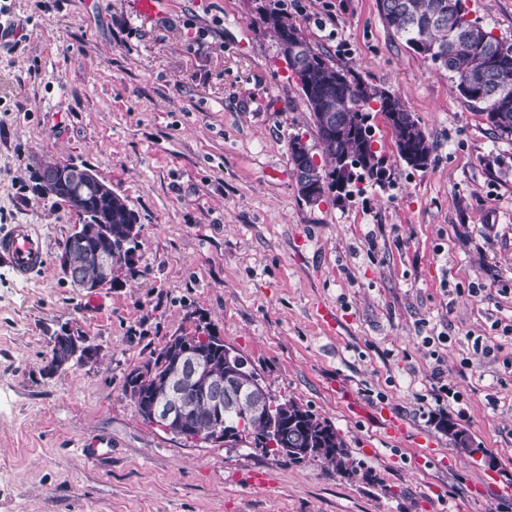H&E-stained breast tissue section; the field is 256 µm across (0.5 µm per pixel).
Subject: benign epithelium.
I'll return each instance as SVG.
<instances>
[{
  "label": "benign epithelium",
  "mask_w": 512,
  "mask_h": 512,
  "mask_svg": "<svg viewBox=\"0 0 512 512\" xmlns=\"http://www.w3.org/2000/svg\"><path fill=\"white\" fill-rule=\"evenodd\" d=\"M97 178L94 171L88 167L76 166L67 161H59L46 172V184L55 185L57 182L69 181L73 184L84 183ZM57 263L72 286L94 293L113 283L112 255H105L100 266V278L91 281L78 271L72 262L71 247L66 245L57 257ZM53 342L64 349V354L55 358H47L44 371L54 375L70 369L75 364H84L97 357L98 350L93 346L83 344V338L68 326L63 327L55 336ZM214 342L213 336L202 334L197 336H174L165 345V356L172 362L173 369L162 381H154V385L163 389L162 402L155 400V395L149 394L141 384H136L133 400L140 406L142 412L150 418L152 425L168 435L187 438L192 432L191 407L188 393L201 386L209 391L211 405L218 414H223L224 405H234L247 401L251 409L261 412L265 405V389L258 382L253 370L247 362L239 357L237 351L224 345V362L231 367L240 380L235 390L224 391V378L205 365L207 350Z\"/></svg>",
  "instance_id": "benign-epithelium-1"
}]
</instances>
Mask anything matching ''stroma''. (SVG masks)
<instances>
[{
    "mask_svg": "<svg viewBox=\"0 0 512 512\" xmlns=\"http://www.w3.org/2000/svg\"><path fill=\"white\" fill-rule=\"evenodd\" d=\"M4 2L0 26H23L24 42L0 49V233L40 225L46 263L22 279L0 257V512H498L512 499V138L376 0L285 3L315 50L415 113L432 163L406 165L374 119L385 180L353 177L315 205L298 197L289 141L322 148L262 0H166L153 15L135 0ZM467 5L512 42V0ZM39 160L87 165L137 213L135 263L113 285L66 280L56 257L78 218L36 190ZM65 325L98 357L45 375ZM202 331L330 423L357 475L145 422L126 376ZM442 332L438 363L421 339ZM438 366L456 392L441 402ZM389 414L404 435L387 433ZM446 420L478 454L457 452ZM103 436L105 458L80 455Z\"/></svg>",
    "mask_w": 512,
    "mask_h": 512,
    "instance_id": "35a3bbf8",
    "label": "stroma"
}]
</instances>
